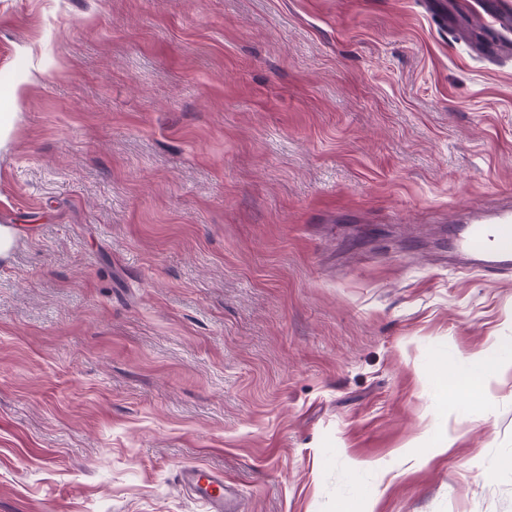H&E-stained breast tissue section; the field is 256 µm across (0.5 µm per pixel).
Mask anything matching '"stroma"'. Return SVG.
I'll list each match as a JSON object with an SVG mask.
<instances>
[{
    "label": "stroma",
    "mask_w": 512,
    "mask_h": 512,
    "mask_svg": "<svg viewBox=\"0 0 512 512\" xmlns=\"http://www.w3.org/2000/svg\"><path fill=\"white\" fill-rule=\"evenodd\" d=\"M501 0H0V512H512ZM452 251L470 269H512V211L493 214L488 221L467 224L454 234ZM500 367L501 359L495 353L478 354L461 362L445 361L442 374L454 393L484 401L486 384ZM182 478L194 495L208 506L210 512H236L235 486L224 476L200 467L182 470Z\"/></svg>",
    "instance_id": "obj_1"
}]
</instances>
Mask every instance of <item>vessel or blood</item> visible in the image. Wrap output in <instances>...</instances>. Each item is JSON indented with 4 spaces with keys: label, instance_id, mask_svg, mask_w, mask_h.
I'll use <instances>...</instances> for the list:
<instances>
[{
    "label": "vessel or blood",
    "instance_id": "1",
    "mask_svg": "<svg viewBox=\"0 0 512 512\" xmlns=\"http://www.w3.org/2000/svg\"><path fill=\"white\" fill-rule=\"evenodd\" d=\"M452 250L467 267L479 270L512 269V211L493 214L489 220L462 226L454 234ZM182 478L210 512H236L235 486L222 475L200 467H187Z\"/></svg>",
    "mask_w": 512,
    "mask_h": 512
}]
</instances>
